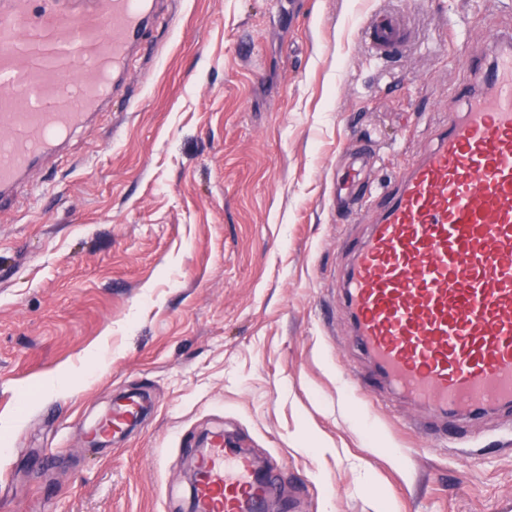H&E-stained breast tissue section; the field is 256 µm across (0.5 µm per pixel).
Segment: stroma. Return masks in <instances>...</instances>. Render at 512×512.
Instances as JSON below:
<instances>
[{
	"instance_id": "obj_1",
	"label": "stroma",
	"mask_w": 512,
	"mask_h": 512,
	"mask_svg": "<svg viewBox=\"0 0 512 512\" xmlns=\"http://www.w3.org/2000/svg\"><path fill=\"white\" fill-rule=\"evenodd\" d=\"M380 11L409 28L390 61L359 34ZM507 30L512 0H167L0 210V512H179L204 429L275 462L267 512L511 505L512 409L442 431L376 390L339 291L382 202L353 153L408 170L464 107V39ZM131 393L140 423L91 446Z\"/></svg>"
}]
</instances>
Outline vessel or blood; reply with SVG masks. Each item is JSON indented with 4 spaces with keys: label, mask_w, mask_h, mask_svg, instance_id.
Wrapping results in <instances>:
<instances>
[{
    "label": "vessel or blood",
    "mask_w": 512,
    "mask_h": 512,
    "mask_svg": "<svg viewBox=\"0 0 512 512\" xmlns=\"http://www.w3.org/2000/svg\"><path fill=\"white\" fill-rule=\"evenodd\" d=\"M0 0V208L57 143L112 98L159 0ZM360 32L379 57L407 40L403 19L377 13ZM494 57L465 46L473 78L458 87L463 117L400 175L354 249L341 293L357 345L387 389L440 418L512 405V33ZM141 420L118 401L104 443ZM197 512H258L271 494L252 458L215 438L198 454Z\"/></svg>",
    "instance_id": "1"
}]
</instances>
